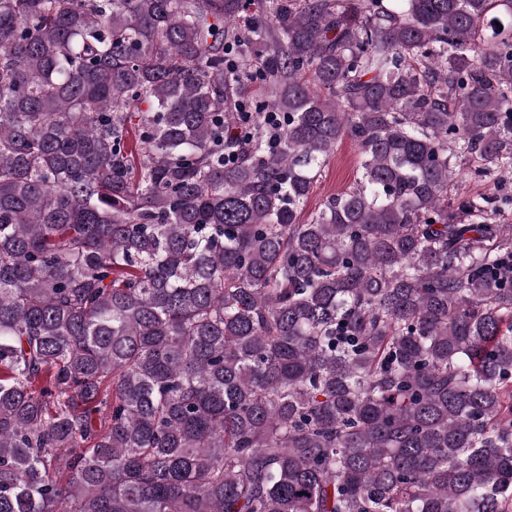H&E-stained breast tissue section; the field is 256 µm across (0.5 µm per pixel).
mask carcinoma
<instances>
[{
  "label": "carcinoma",
  "instance_id": "1",
  "mask_svg": "<svg viewBox=\"0 0 512 512\" xmlns=\"http://www.w3.org/2000/svg\"><path fill=\"white\" fill-rule=\"evenodd\" d=\"M466 166L512 174V0H0V512H512ZM359 153L349 139H344L336 146L324 168L321 181L307 200L305 216L317 211L323 202L352 185L359 176Z\"/></svg>",
  "mask_w": 512,
  "mask_h": 512
}]
</instances>
